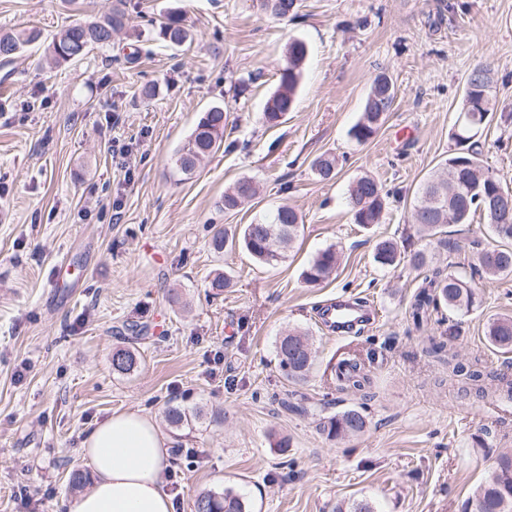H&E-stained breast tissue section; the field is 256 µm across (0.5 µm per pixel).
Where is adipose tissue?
I'll list each match as a JSON object with an SVG mask.
<instances>
[{
	"instance_id": "obj_1",
	"label": "adipose tissue",
	"mask_w": 512,
	"mask_h": 512,
	"mask_svg": "<svg viewBox=\"0 0 512 512\" xmlns=\"http://www.w3.org/2000/svg\"><path fill=\"white\" fill-rule=\"evenodd\" d=\"M93 483L67 498L63 512H174L163 474L171 466L167 440L136 411L96 423L83 441Z\"/></svg>"
}]
</instances>
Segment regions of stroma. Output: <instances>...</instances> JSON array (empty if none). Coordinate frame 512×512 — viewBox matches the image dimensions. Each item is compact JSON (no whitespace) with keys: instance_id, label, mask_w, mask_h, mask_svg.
I'll return each instance as SVG.
<instances>
[{"instance_id":"obj_1","label":"stroma","mask_w":512,"mask_h":512,"mask_svg":"<svg viewBox=\"0 0 512 512\" xmlns=\"http://www.w3.org/2000/svg\"><path fill=\"white\" fill-rule=\"evenodd\" d=\"M115 0H0V32L34 25L55 33L108 11ZM295 19L255 0H127L129 24L112 45L75 64L51 65L42 46L0 68V512H61L69 476L84 471L82 443L115 412L149 416L178 448L179 501L192 512L204 489H232L250 512H334L367 499L377 512H461L498 457L512 449V416L492 392L452 380L432 339L454 332L456 360L512 376V353L492 350L490 318L512 314V276L477 279L470 312H430L415 326L413 296L432 270L470 274L476 247L497 240L481 217L448 227L450 250L420 237L413 197L455 143L465 81L492 68L498 106L483 159L512 183V0H297ZM178 10L192 38L152 41L155 21ZM295 39L309 53L296 103L280 125L261 120ZM387 73L395 103L367 143L348 136L373 77ZM224 110V139L194 175L177 173L179 147L209 108ZM139 156L122 166L114 149ZM339 159L335 179L311 164ZM371 175L388 194L381 224L352 221L347 189ZM252 178L259 194L225 212L224 191ZM294 208L302 219L285 262L259 265L215 251L233 231ZM432 253L430 266L386 269L379 239ZM336 247L335 272L301 273ZM231 285L213 294L215 273ZM365 299L362 335H338L321 318L339 298ZM137 373L112 371L129 324ZM308 332L316 365L303 382L277 369V339ZM354 355L367 394L338 389L329 365ZM202 409L171 427L167 407ZM355 407L364 434L331 439L322 417ZM287 440V451L278 443ZM196 449L198 459L182 456ZM36 490L31 503L21 488Z\"/></svg>"}]
</instances>
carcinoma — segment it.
Returning a JSON list of instances; mask_svg holds the SVG:
<instances>
[{
    "mask_svg": "<svg viewBox=\"0 0 512 512\" xmlns=\"http://www.w3.org/2000/svg\"><path fill=\"white\" fill-rule=\"evenodd\" d=\"M262 9L278 19L296 17V0H260ZM126 0H117L108 13L90 21L72 24L55 33L47 50L51 59L59 63L83 60L91 51L112 45V35L128 26ZM42 33L35 27H21L13 32L0 34V65L14 62L24 49L40 42ZM189 39L183 19L176 13L167 14L166 21L155 25L153 40L166 46H181ZM308 55V47L302 40L288 45V67L280 73L279 85L267 98L262 122L269 128L282 123L283 116L292 111L301 68ZM395 101V87L390 78L380 73L371 83L364 100L359 120L349 129V136L357 143L370 140L385 123ZM495 101L492 94L491 70L477 66L467 79L462 112L480 113V122H470L453 133L456 145L465 147V152L448 154V161L459 156L469 160V166L458 172L456 179L448 180V170L441 167L429 174L420 184L411 206V223L419 232L437 239V245L446 249L448 240L442 237L449 224H469L475 215H480L488 224L499 245L493 249H482L477 261L482 277L500 278L512 275V210L499 214L493 211L491 197L498 190L509 192V185L498 172L486 166L482 160L480 135L486 127L488 116L493 114ZM224 142V111L212 107L203 113L195 128L178 149L175 168L178 173L189 176L197 168L200 159L217 151ZM338 160L331 154L317 157L312 168L323 180L336 176ZM242 179H237L224 191V211L230 213L254 199L257 191L242 190ZM348 201L353 222L364 229L380 223L387 206V195L379 183L369 175L356 178L348 190ZM301 218L288 207L280 206L269 219L245 224L239 235L230 236L219 232L212 239L217 251L240 245L258 263L276 266L285 261L300 231ZM375 262L383 267H396L405 260L414 269L428 265L430 255L424 250L402 257L397 242L381 239L375 247ZM338 263L336 248L330 246L317 254L303 272L304 280L317 284L330 276ZM476 304L475 287L471 280L450 271L448 275L435 277L425 282L415 296L413 315L424 308L435 310L441 307L470 311ZM486 337L493 349L501 353L512 352V315H500L488 320ZM279 368L291 380L303 381L316 363V352L307 334L290 331L276 344ZM140 367V356L130 347L118 348L112 353V370L119 375H132ZM331 374L340 389L358 392L368 383L365 367L356 358H344L330 365ZM451 375L465 380L473 386L485 379L478 364L453 365ZM366 428V419L361 411L347 409L324 417L320 430L327 437L349 438L359 435ZM193 512H248L247 504L230 489L218 493L206 490L196 495ZM462 512H512V453L500 455L496 465L484 481L462 505Z\"/></svg>",
    "mask_w": 512,
    "mask_h": 512,
    "instance_id": "obj_1",
    "label": "carcinoma"
}]
</instances>
